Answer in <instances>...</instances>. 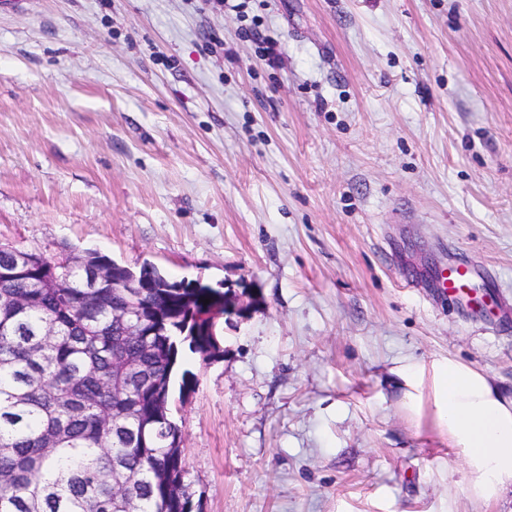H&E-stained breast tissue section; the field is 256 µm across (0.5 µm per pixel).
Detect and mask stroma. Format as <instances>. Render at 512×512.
<instances>
[{
  "instance_id": "35a3bbf8",
  "label": "stroma",
  "mask_w": 512,
  "mask_h": 512,
  "mask_svg": "<svg viewBox=\"0 0 512 512\" xmlns=\"http://www.w3.org/2000/svg\"><path fill=\"white\" fill-rule=\"evenodd\" d=\"M0 243L255 298L178 357L203 512H512L393 373L512 394V0H0ZM472 269L465 264L458 265L448 269L447 275H442L440 286L448 290L453 295L462 293L466 288H472L473 279Z\"/></svg>"
}]
</instances>
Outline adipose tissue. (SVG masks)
Here are the masks:
<instances>
[{
    "instance_id": "1",
    "label": "adipose tissue",
    "mask_w": 512,
    "mask_h": 512,
    "mask_svg": "<svg viewBox=\"0 0 512 512\" xmlns=\"http://www.w3.org/2000/svg\"><path fill=\"white\" fill-rule=\"evenodd\" d=\"M396 375L410 390L409 407L420 412L417 391L432 389L435 431L462 457L466 492L486 504L512 487V395H506L481 371L456 359L424 367L407 362Z\"/></svg>"
}]
</instances>
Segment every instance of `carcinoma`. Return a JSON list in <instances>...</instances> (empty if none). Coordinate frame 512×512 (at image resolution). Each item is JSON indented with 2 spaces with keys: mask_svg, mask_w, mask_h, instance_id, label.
Masks as SVG:
<instances>
[{
  "mask_svg": "<svg viewBox=\"0 0 512 512\" xmlns=\"http://www.w3.org/2000/svg\"><path fill=\"white\" fill-rule=\"evenodd\" d=\"M0 245V512H202L170 412L179 347L216 349L215 288H182L152 264L141 301L160 336H127L118 263ZM111 270L86 288L93 269ZM209 303H204V300Z\"/></svg>",
  "mask_w": 512,
  "mask_h": 512,
  "instance_id": "cac0c4a2",
  "label": "carcinoma"
}]
</instances>
